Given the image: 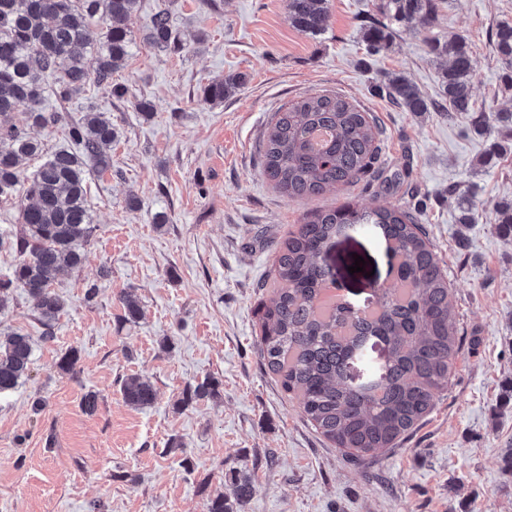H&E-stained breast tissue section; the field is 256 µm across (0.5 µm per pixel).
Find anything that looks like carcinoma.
<instances>
[{
    "label": "carcinoma",
    "mask_w": 512,
    "mask_h": 512,
    "mask_svg": "<svg viewBox=\"0 0 512 512\" xmlns=\"http://www.w3.org/2000/svg\"><path fill=\"white\" fill-rule=\"evenodd\" d=\"M140 0H0V198L25 191L32 202L21 207L24 233L12 241L18 263L0 278V307L15 289L35 301L43 337L53 339V324L66 310L54 291L55 275L76 269L82 247L91 237L93 219L87 204L90 171H112V142L117 138L112 118L97 110L69 121L43 108L45 85L51 80L62 100L84 91L89 83L114 95L112 74L127 56L130 43L124 27ZM384 8L407 24H432L438 0H384ZM328 0H288V17L301 32L324 28ZM367 52L376 54L392 42L383 24L364 29ZM148 41L166 49L182 44L165 5L151 17ZM498 58L512 67V23L501 22L491 34ZM430 52L446 61L439 73L446 105L427 99L402 75L383 84L388 97L408 112L474 111V68L465 38L434 40ZM94 57L88 71L85 55ZM242 77L229 76L209 85L203 101L219 104L232 94ZM25 114V123L10 121ZM61 124L80 147L58 149L25 178L20 163L45 152L32 128ZM512 128V110L492 106L472 123L475 131ZM320 128L330 139L320 147L311 141ZM378 129L369 113L333 94L297 101L274 114L262 143V165L273 187L289 200L318 196L338 186L357 183L373 171L379 159ZM458 222L476 223V205L457 194ZM496 231L512 237V200L494 205ZM348 224H373L392 248L396 278L388 288H376L374 304L357 312L339 295H329L334 283L327 264L330 242ZM273 274L282 284L270 304L260 310V353L279 374L282 387L298 398L303 414L326 440L354 459L373 457L397 447L433 411L436 396L448 388L460 348L451 288L433 245L416 214L399 208L359 209L345 203L317 210L304 218L277 252ZM382 346L383 363L364 380L352 376L353 365L367 362L368 347ZM31 337L14 332L0 339V392L15 389L28 376ZM121 393L135 408L154 404L153 385L138 375L122 380ZM216 395L205 380L188 387L181 404ZM247 476L231 479L230 494L210 500L208 512H234L254 493Z\"/></svg>",
    "instance_id": "carcinoma-1"
}]
</instances>
